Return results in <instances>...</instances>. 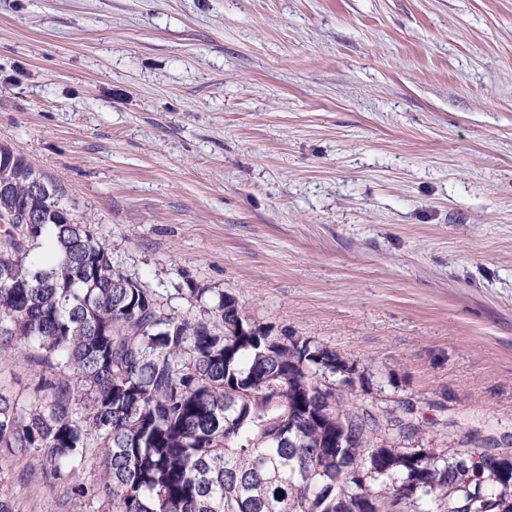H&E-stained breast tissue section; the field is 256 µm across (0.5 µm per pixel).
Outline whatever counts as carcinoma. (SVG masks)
I'll return each instance as SVG.
<instances>
[{
	"label": "carcinoma",
	"instance_id": "obj_1",
	"mask_svg": "<svg viewBox=\"0 0 512 512\" xmlns=\"http://www.w3.org/2000/svg\"><path fill=\"white\" fill-rule=\"evenodd\" d=\"M19 171L0 144L11 205L39 215L0 229V356L37 372L31 398L0 393V451L38 456V483L112 512H391L404 492L405 512H512V448L368 396L355 362L232 295L172 314ZM94 459L104 480H73Z\"/></svg>",
	"mask_w": 512,
	"mask_h": 512
}]
</instances>
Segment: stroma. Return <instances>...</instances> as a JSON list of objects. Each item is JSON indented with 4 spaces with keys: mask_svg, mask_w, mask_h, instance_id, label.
Segmentation results:
<instances>
[{
    "mask_svg": "<svg viewBox=\"0 0 512 512\" xmlns=\"http://www.w3.org/2000/svg\"><path fill=\"white\" fill-rule=\"evenodd\" d=\"M0 141L171 313L512 435V0H0ZM38 464L16 512H111Z\"/></svg>",
    "mask_w": 512,
    "mask_h": 512,
    "instance_id": "obj_1",
    "label": "stroma"
}]
</instances>
